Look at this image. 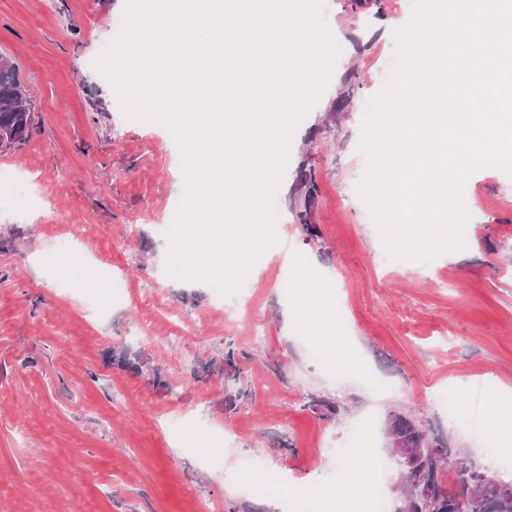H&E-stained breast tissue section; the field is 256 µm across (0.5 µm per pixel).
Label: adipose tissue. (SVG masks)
I'll return each mask as SVG.
<instances>
[{"instance_id": "obj_1", "label": "adipose tissue", "mask_w": 512, "mask_h": 512, "mask_svg": "<svg viewBox=\"0 0 512 512\" xmlns=\"http://www.w3.org/2000/svg\"><path fill=\"white\" fill-rule=\"evenodd\" d=\"M331 287L326 282L312 279H300L294 287L296 313L312 330L315 340L330 346H338L339 337L335 336Z\"/></svg>"}]
</instances>
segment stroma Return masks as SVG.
<instances>
[{"instance_id": "obj_1", "label": "stroma", "mask_w": 512, "mask_h": 512, "mask_svg": "<svg viewBox=\"0 0 512 512\" xmlns=\"http://www.w3.org/2000/svg\"><path fill=\"white\" fill-rule=\"evenodd\" d=\"M412 0H326L339 45L331 80L297 128L278 189V244L236 296L167 275L168 215L183 195L179 153L163 126L126 117L96 67L116 36L117 0H0V54L17 62L32 116L30 137L0 148V512H287L304 490L318 497L342 482L336 445L370 423L384 432L403 413L443 437L452 464H492L488 394L512 393V177L479 170L466 182L469 241L430 262L387 264L356 192L365 160L357 146L362 103L395 62L394 29ZM319 192L305 204L300 171ZM307 211L318 236L296 220ZM333 282L347 318L336 377L301 337L286 283L298 255ZM74 259L62 275L60 259ZM125 275L123 296H105L103 264ZM241 354L248 391L224 408L227 377L198 380L199 364L225 341ZM124 346L165 369L113 368ZM339 406L332 418L311 397ZM475 431L448 424V409Z\"/></svg>"}]
</instances>
